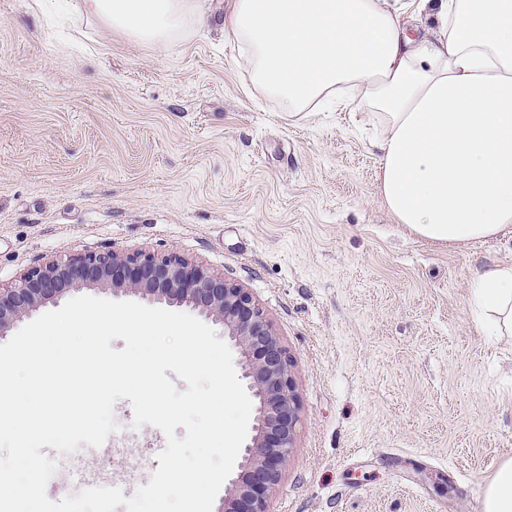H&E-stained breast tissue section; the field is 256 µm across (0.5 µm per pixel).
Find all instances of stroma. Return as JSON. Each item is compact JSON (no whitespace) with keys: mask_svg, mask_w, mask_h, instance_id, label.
I'll return each instance as SVG.
<instances>
[{"mask_svg":"<svg viewBox=\"0 0 512 512\" xmlns=\"http://www.w3.org/2000/svg\"><path fill=\"white\" fill-rule=\"evenodd\" d=\"M369 108L288 119L218 26L167 48L0 0V286L85 252L178 253L247 288L291 358L299 422L269 512H481L512 455V336L469 281L512 233L448 245L378 193ZM82 446L48 483L148 484L166 445Z\"/></svg>","mask_w":512,"mask_h":512,"instance_id":"35a3bbf8","label":"stroma"}]
</instances>
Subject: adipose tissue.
I'll list each match as a JSON object with an SVG mask.
<instances>
[{"instance_id": "obj_1", "label": "adipose tissue", "mask_w": 512, "mask_h": 512, "mask_svg": "<svg viewBox=\"0 0 512 512\" xmlns=\"http://www.w3.org/2000/svg\"><path fill=\"white\" fill-rule=\"evenodd\" d=\"M79 13L159 49L203 26L209 0H78ZM425 22L409 35L403 14ZM224 33L289 118L374 110L379 194L434 242L512 231V0H231ZM478 324L512 335V266L470 283Z\"/></svg>"}]
</instances>
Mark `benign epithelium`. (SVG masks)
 I'll return each mask as SVG.
<instances>
[{
	"instance_id": "benign-epithelium-1",
	"label": "benign epithelium",
	"mask_w": 512,
	"mask_h": 512,
	"mask_svg": "<svg viewBox=\"0 0 512 512\" xmlns=\"http://www.w3.org/2000/svg\"><path fill=\"white\" fill-rule=\"evenodd\" d=\"M85 287L185 306L224 325V335L240 350L242 377L257 401L241 472L225 484L224 512H268V494L288 465L293 445L297 395L288 352L250 294L175 252L160 257L86 252L33 266L14 286L0 288V335L40 307Z\"/></svg>"
}]
</instances>
